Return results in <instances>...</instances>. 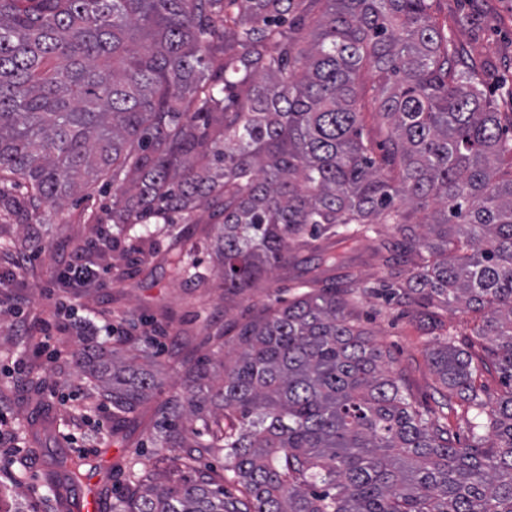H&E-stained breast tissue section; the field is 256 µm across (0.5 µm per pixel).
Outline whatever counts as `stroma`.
Here are the masks:
<instances>
[{"instance_id": "35a3bbf8", "label": "stroma", "mask_w": 512, "mask_h": 512, "mask_svg": "<svg viewBox=\"0 0 512 512\" xmlns=\"http://www.w3.org/2000/svg\"><path fill=\"white\" fill-rule=\"evenodd\" d=\"M433 9L463 49V61L479 65L483 88L500 111H512L505 93L512 85V0H435ZM9 205H0V414L11 423L15 451L0 449V485L17 491L15 502L27 512H59L60 496L72 508L89 482L99 484L101 501L121 496L130 478V463L150 453L158 405L182 392L186 362L207 358L234 360L238 348L220 341L226 326L252 318L265 304L291 299L301 292L298 280L279 269L228 302L219 289V269L211 255V236L219 232L204 210H197L195 239L201 269L211 287L194 288L169 277L164 258L166 234L132 230L118 233L107 219L112 190L94 185L86 199L71 200L62 213L33 206L23 184L9 186ZM394 225L371 224L355 244L351 270L357 279L355 313L371 341L388 352L390 371L402 378L410 401L430 409L443 403L426 352L446 340L480 356L483 341L473 330L478 314L449 307L443 326L427 321L418 302L385 293L390 283L374 249L396 238ZM34 253L24 270H16L19 253ZM97 274L86 285L57 283L74 261ZM66 316L54 330L59 362L35 358L13 314L20 308L28 324L46 318L55 302ZM135 332L151 338L159 366L152 402L132 414H113L110 403L93 391L76 369L72 354L79 346ZM62 452L83 463L78 485L59 494L47 483L49 452Z\"/></svg>"}]
</instances>
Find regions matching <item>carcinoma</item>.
Segmentation results:
<instances>
[{
  "label": "carcinoma",
  "mask_w": 512,
  "mask_h": 512,
  "mask_svg": "<svg viewBox=\"0 0 512 512\" xmlns=\"http://www.w3.org/2000/svg\"><path fill=\"white\" fill-rule=\"evenodd\" d=\"M460 57L431 0H0L1 185L55 209L107 182L118 232L170 236L175 280L209 283L171 229L200 208L222 225L224 294L276 267L307 276L309 291L233 328L232 363L186 367L112 512H512V113ZM366 62L379 157L356 107ZM366 224L397 230L377 255L399 299L482 315L479 362L447 342L428 352L444 397L476 412L463 447L348 308L346 243ZM120 353L74 361L134 413L155 365ZM482 369L502 379L493 402ZM215 450L244 496L195 467ZM50 466L51 486L80 478L79 461Z\"/></svg>",
  "instance_id": "carcinoma-1"
}]
</instances>
